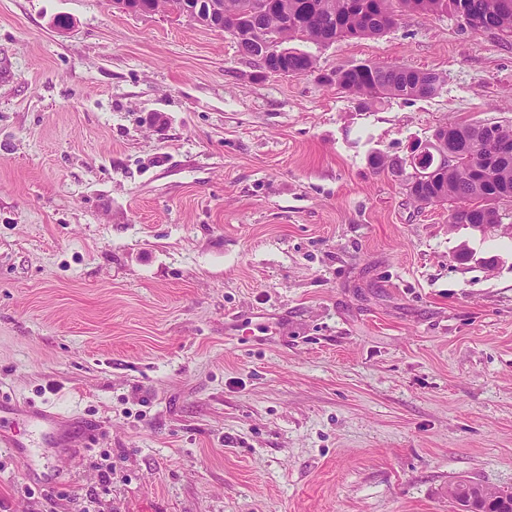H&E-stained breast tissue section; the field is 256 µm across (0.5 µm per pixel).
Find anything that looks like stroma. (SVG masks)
Listing matches in <instances>:
<instances>
[{
	"mask_svg": "<svg viewBox=\"0 0 512 512\" xmlns=\"http://www.w3.org/2000/svg\"><path fill=\"white\" fill-rule=\"evenodd\" d=\"M112 0H0V424H95L41 467L0 449V512H457L512 491V237L449 225L374 153L512 121V39L405 13L304 44ZM442 73L362 108L322 76ZM469 483L460 482L449 486L448 496L453 499L459 509H463L470 506L481 508V512H501L505 511L502 508V502L504 500H512V492H498L488 488H482L479 490H473L475 499L470 502L468 493L464 490V487ZM457 500V501H456Z\"/></svg>",
	"mask_w": 512,
	"mask_h": 512,
	"instance_id": "1",
	"label": "stroma"
}]
</instances>
